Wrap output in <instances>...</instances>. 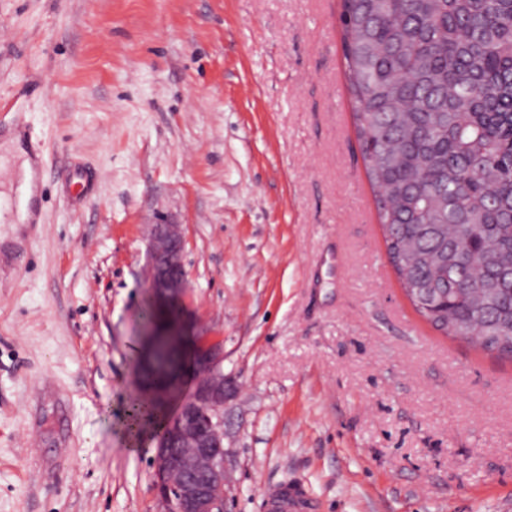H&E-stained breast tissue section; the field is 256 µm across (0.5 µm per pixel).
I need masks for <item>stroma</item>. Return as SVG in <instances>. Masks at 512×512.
<instances>
[{
  "mask_svg": "<svg viewBox=\"0 0 512 512\" xmlns=\"http://www.w3.org/2000/svg\"><path fill=\"white\" fill-rule=\"evenodd\" d=\"M340 0H0V512H161L123 427L149 231L183 229L190 346L224 347L231 512H512V360L388 262ZM42 175L17 221L20 160ZM269 512H312L315 504L299 489L273 486L264 491Z\"/></svg>",
  "mask_w": 512,
  "mask_h": 512,
  "instance_id": "1",
  "label": "stroma"
}]
</instances>
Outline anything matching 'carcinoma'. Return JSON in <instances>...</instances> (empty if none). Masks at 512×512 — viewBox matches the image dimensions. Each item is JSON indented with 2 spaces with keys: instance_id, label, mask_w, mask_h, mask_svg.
<instances>
[{
  "instance_id": "1",
  "label": "carcinoma",
  "mask_w": 512,
  "mask_h": 512,
  "mask_svg": "<svg viewBox=\"0 0 512 512\" xmlns=\"http://www.w3.org/2000/svg\"><path fill=\"white\" fill-rule=\"evenodd\" d=\"M389 263L436 331L512 359V0H341ZM163 421L140 398L129 426Z\"/></svg>"
}]
</instances>
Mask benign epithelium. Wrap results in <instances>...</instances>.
I'll return each mask as SVG.
<instances>
[{"label":"benign epithelium","instance_id":"1","mask_svg":"<svg viewBox=\"0 0 512 512\" xmlns=\"http://www.w3.org/2000/svg\"><path fill=\"white\" fill-rule=\"evenodd\" d=\"M184 236L178 224L155 225L150 245L149 291L153 305L178 303L187 289L183 264ZM224 353L217 345L193 351L180 372L193 386L163 394L147 389L143 396L176 400L157 432L153 459L154 488L164 512H224L233 485L224 449Z\"/></svg>","mask_w":512,"mask_h":512}]
</instances>
